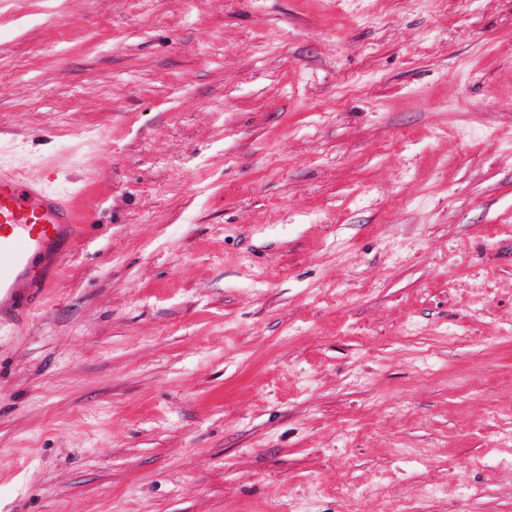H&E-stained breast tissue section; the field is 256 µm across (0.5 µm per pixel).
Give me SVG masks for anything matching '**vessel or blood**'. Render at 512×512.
<instances>
[{
	"label": "vessel or blood",
	"instance_id": "vessel-or-blood-1",
	"mask_svg": "<svg viewBox=\"0 0 512 512\" xmlns=\"http://www.w3.org/2000/svg\"><path fill=\"white\" fill-rule=\"evenodd\" d=\"M73 207L17 172L0 171V321L23 318L53 288L82 239Z\"/></svg>",
	"mask_w": 512,
	"mask_h": 512
}]
</instances>
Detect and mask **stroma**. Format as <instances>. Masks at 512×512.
<instances>
[{"mask_svg":"<svg viewBox=\"0 0 512 512\" xmlns=\"http://www.w3.org/2000/svg\"><path fill=\"white\" fill-rule=\"evenodd\" d=\"M0 169V512H512V0H0ZM73 207L15 171H0V321L24 318L53 288L82 239Z\"/></svg>","mask_w":512,"mask_h":512,"instance_id":"stroma-1","label":"stroma"}]
</instances>
